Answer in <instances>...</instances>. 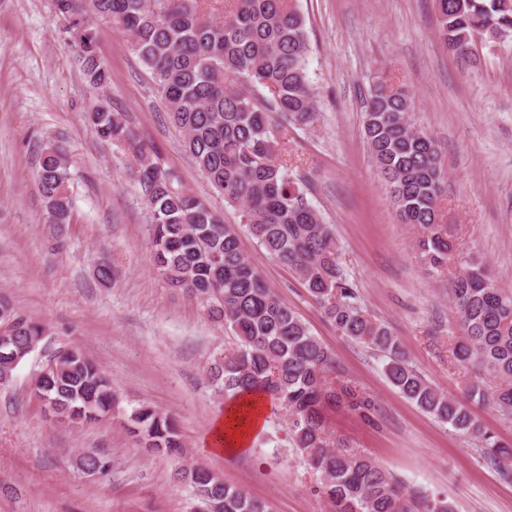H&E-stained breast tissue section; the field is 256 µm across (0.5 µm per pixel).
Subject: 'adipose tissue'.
<instances>
[{
    "label": "adipose tissue",
    "instance_id": "ef3b65f1",
    "mask_svg": "<svg viewBox=\"0 0 512 512\" xmlns=\"http://www.w3.org/2000/svg\"><path fill=\"white\" fill-rule=\"evenodd\" d=\"M264 419L263 396L253 392L234 399L219 416L205 447L213 454L241 453L248 449Z\"/></svg>",
    "mask_w": 512,
    "mask_h": 512
}]
</instances>
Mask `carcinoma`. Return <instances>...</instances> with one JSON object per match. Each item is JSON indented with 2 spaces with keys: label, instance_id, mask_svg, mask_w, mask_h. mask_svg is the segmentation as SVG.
Masks as SVG:
<instances>
[{
  "label": "carcinoma",
  "instance_id": "carcinoma-1",
  "mask_svg": "<svg viewBox=\"0 0 512 512\" xmlns=\"http://www.w3.org/2000/svg\"><path fill=\"white\" fill-rule=\"evenodd\" d=\"M435 4L441 36L459 58H474L478 40L512 51V0ZM52 5L74 31L84 77L94 89L109 86L111 72L91 18L121 29L131 53L151 73L169 121L184 134L185 149L257 243L297 274L341 335L382 354L383 373L400 394L475 440L485 459L512 462V448L485 430L470 408L488 401L512 412V291L498 287L487 264L457 246L442 209L448 185L441 149L412 122L405 89L386 82L370 88L366 141L401 223L417 230L420 259L431 274L448 277V297L460 318L450 336L451 353L493 376L498 384L491 393L476 379L462 397L447 395L410 366L400 337L369 314L347 277L333 225L307 198L305 168L281 154L288 130L311 127L318 116L299 0H224L219 16L204 10L205 0H52ZM88 120L102 140L136 162L159 273L170 286L201 300L234 339L232 351L211 361V383L228 400L259 391L286 411L288 442L318 473L332 512H453L445 500L408 492L372 458L336 439L325 406L341 402L366 420L375 406L336 375L333 353L267 286L243 252L236 225L224 223L189 193L161 153L108 103L96 104ZM37 179L48 223H69L68 166L58 146L41 149ZM0 327L7 336L0 339L3 384L38 347L45 327L4 298ZM34 391L48 395L58 420L72 427L95 422L117 405L112 382L79 350L61 352L57 370L37 378ZM125 417L145 447L173 458L183 455L181 435L166 414L139 406ZM75 467L105 475L112 461L104 452H82ZM176 477L211 512H269L264 501L208 468H179Z\"/></svg>",
  "mask_w": 512,
  "mask_h": 512
}]
</instances>
